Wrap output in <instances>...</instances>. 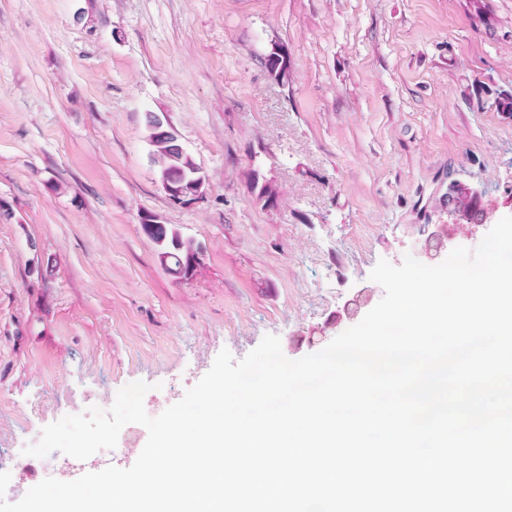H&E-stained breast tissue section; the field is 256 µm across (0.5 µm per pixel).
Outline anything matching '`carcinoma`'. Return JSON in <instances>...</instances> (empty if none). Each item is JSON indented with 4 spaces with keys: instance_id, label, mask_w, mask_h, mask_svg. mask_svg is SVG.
<instances>
[{
    "instance_id": "carcinoma-1",
    "label": "carcinoma",
    "mask_w": 512,
    "mask_h": 512,
    "mask_svg": "<svg viewBox=\"0 0 512 512\" xmlns=\"http://www.w3.org/2000/svg\"><path fill=\"white\" fill-rule=\"evenodd\" d=\"M269 75L281 82L288 77V55L279 45L271 47L264 57ZM146 140L150 147L151 163L156 167L158 180L188 197L205 198L206 176L194 173L198 163L184 150L173 133H164L152 114L146 116ZM483 196L458 180L448 183L446 202L448 213L458 223L479 224L484 217ZM144 230L156 245L161 266L177 281H187L202 263L201 247L182 236L178 228L168 224H146Z\"/></svg>"
}]
</instances>
